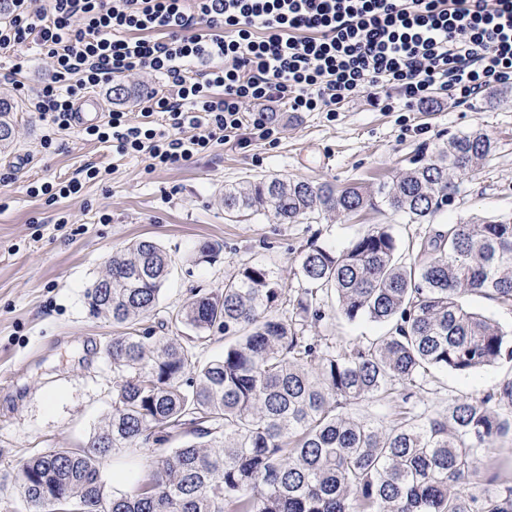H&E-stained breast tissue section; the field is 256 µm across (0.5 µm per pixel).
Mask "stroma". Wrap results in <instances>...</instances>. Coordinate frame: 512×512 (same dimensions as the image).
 <instances>
[{
  "label": "stroma",
  "mask_w": 512,
  "mask_h": 512,
  "mask_svg": "<svg viewBox=\"0 0 512 512\" xmlns=\"http://www.w3.org/2000/svg\"><path fill=\"white\" fill-rule=\"evenodd\" d=\"M13 53L0 54V97L17 102L12 146L0 151V512H26L14 483L21 460L49 448H76L112 412L115 378L105 350L120 326L93 316L88 286L100 278L107 259L140 239L156 241L172 259V274L144 327L158 329L192 299L191 291L223 287L245 265L272 268L284 297L301 282L297 259L309 245L344 247L373 225L391 226L401 240L423 237L424 225L390 212L368 209L355 217L320 216L301 224H280L263 216L231 218L224 213L225 188L279 176L374 189L421 153L474 129L486 131L496 150L464 182L460 193L432 219L441 225L476 216L512 218V86L459 105L445 96L410 112H385L372 95L346 100L335 118L322 112L272 107L273 142L215 144L208 153L172 169L149 170L146 157L118 154L111 144L82 130L52 128L4 80ZM135 99L116 102L106 89L94 94L104 108L121 105L139 121L137 97L166 90L163 76L125 77ZM54 150L41 146L44 135ZM88 163L100 171L78 196L46 202L28 194L33 183L62 182ZM218 245L211 260H200L203 243ZM375 324L346 321L333 310L307 329L338 344L365 341ZM512 378L503 364L468 376L438 372L418 403L432 414L452 395L479 398ZM161 451L114 455L104 465L108 487L127 490L135 476Z\"/></svg>",
  "instance_id": "1"
}]
</instances>
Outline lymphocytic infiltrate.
<instances>
[{
	"instance_id": "f902f5d3",
	"label": "lymphocytic infiltrate",
	"mask_w": 512,
	"mask_h": 512,
	"mask_svg": "<svg viewBox=\"0 0 512 512\" xmlns=\"http://www.w3.org/2000/svg\"><path fill=\"white\" fill-rule=\"evenodd\" d=\"M0 49L33 44L53 61L27 92L58 129L86 90L139 72L171 91L148 96L140 121L115 109L87 137L171 168L249 128L270 139L265 105L335 114L382 93L384 111L442 93L464 104L512 85V0H11ZM27 64L9 71L15 90ZM257 105L252 118L244 107Z\"/></svg>"
}]
</instances>
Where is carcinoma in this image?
<instances>
[{
	"label": "carcinoma",
	"instance_id": "carcinoma-1",
	"mask_svg": "<svg viewBox=\"0 0 512 512\" xmlns=\"http://www.w3.org/2000/svg\"><path fill=\"white\" fill-rule=\"evenodd\" d=\"M12 135L13 105L0 98V146ZM494 150L480 130L450 138L373 193L262 178L225 189L224 212L296 224L381 204L423 224ZM407 251L408 263L385 226L340 250L309 246L287 312L275 272L246 266L176 313L189 330L181 336L137 329L170 274L161 246L142 239L112 255L88 292L93 315L126 328L106 349L117 373L112 414L86 446L21 461L23 502L31 512H512V379L481 398L451 395L433 415L411 402L435 371L512 363V330L469 305L479 297L512 308V219L460 220ZM329 295L338 315L383 331L339 350L306 336ZM213 331L224 333V353L202 365L195 349ZM394 399L388 421L348 410ZM176 436L186 440L131 489L107 487L110 456ZM491 455L493 472L477 474L473 461Z\"/></svg>",
	"mask_w": 512,
	"mask_h": 512
}]
</instances>
